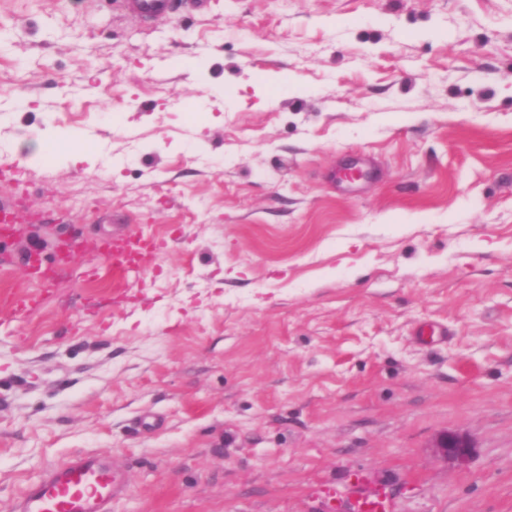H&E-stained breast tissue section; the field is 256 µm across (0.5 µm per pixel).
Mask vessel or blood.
<instances>
[{
  "mask_svg": "<svg viewBox=\"0 0 512 512\" xmlns=\"http://www.w3.org/2000/svg\"><path fill=\"white\" fill-rule=\"evenodd\" d=\"M148 19L173 13L177 0H132ZM164 249L151 237L128 235L100 244L101 254L111 259L116 271L129 272L143 267ZM128 481L111 466L107 455L83 453L42 473L31 485L15 512H112V503L125 496ZM351 496L357 512H390L391 506L380 495L354 488Z\"/></svg>",
  "mask_w": 512,
  "mask_h": 512,
  "instance_id": "1",
  "label": "vessel or blood"
}]
</instances>
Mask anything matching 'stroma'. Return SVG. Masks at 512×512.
<instances>
[{"label": "stroma", "mask_w": 512, "mask_h": 512, "mask_svg": "<svg viewBox=\"0 0 512 512\" xmlns=\"http://www.w3.org/2000/svg\"><path fill=\"white\" fill-rule=\"evenodd\" d=\"M0 33V204L36 214L0 248V512L88 452L112 512H512V0H0ZM133 233L169 247L114 277ZM133 6L148 19L173 13L177 0H131ZM36 254L34 251H28L26 256L21 259V263L24 266L25 272L28 277L36 280H41L43 282H50L55 279L57 275V268H64L66 266L73 265L79 257V253H72L66 257H60L58 260V267L53 269L46 268L41 265V263L37 262ZM46 269V271L44 270ZM52 270L50 273L48 271ZM434 457L444 460L464 462L473 452L474 445L461 433L451 432L439 435L432 443ZM351 497L357 512H391L390 504L378 494L369 493L357 487L351 491Z\"/></svg>", "instance_id": "1"}]
</instances>
